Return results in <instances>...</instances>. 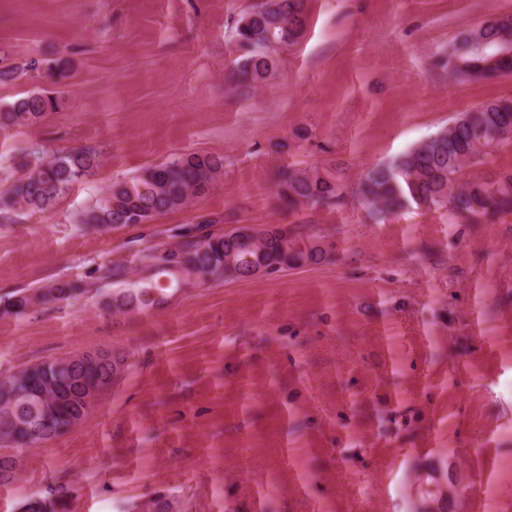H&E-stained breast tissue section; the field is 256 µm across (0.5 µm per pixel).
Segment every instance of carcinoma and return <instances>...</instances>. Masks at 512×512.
<instances>
[{"label": "carcinoma", "mask_w": 512, "mask_h": 512, "mask_svg": "<svg viewBox=\"0 0 512 512\" xmlns=\"http://www.w3.org/2000/svg\"><path fill=\"white\" fill-rule=\"evenodd\" d=\"M306 0H263L236 29L246 50L238 79L259 85L274 67L268 49L294 42L306 22ZM460 78L486 79L512 72V16L486 21L467 33L448 56ZM59 105L44 90L17 99L0 111V130L37 125ZM512 139V99L484 102L455 117L448 127L407 153L370 167L354 194L378 221L409 206L447 208L466 222L512 212V172H487L458 181L461 169L485 149ZM103 151L93 147L54 150L34 147L17 162L20 176L0 197L4 217L20 210L49 213L70 186L91 176ZM345 166L282 170L276 198L294 209L324 206L344 198ZM224 179V157L190 154L114 180L104 194L77 217V223L105 230L149 224L156 217L190 205ZM336 242L318 231L286 225L239 226L221 235H185L175 244L144 249L129 262L106 261L92 282L58 279L0 298V316L23 319L53 305L88 298L108 313L149 312L175 293L210 283L270 276L331 259ZM129 368L124 356L102 357L84 351L49 358L0 379V485L16 480L18 454L47 444L78 426L90 413L86 391L119 382ZM73 489L50 484L28 498L21 512H69Z\"/></svg>", "instance_id": "1"}]
</instances>
